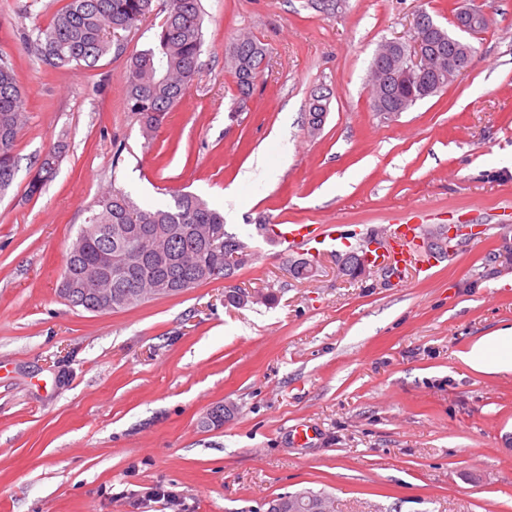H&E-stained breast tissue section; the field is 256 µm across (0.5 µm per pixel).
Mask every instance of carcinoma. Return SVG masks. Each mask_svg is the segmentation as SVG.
Masks as SVG:
<instances>
[{"label":"carcinoma","mask_w":512,"mask_h":512,"mask_svg":"<svg viewBox=\"0 0 512 512\" xmlns=\"http://www.w3.org/2000/svg\"><path fill=\"white\" fill-rule=\"evenodd\" d=\"M154 0H68L50 23L29 40L37 57L58 69L72 62L95 66L112 51L114 30H129L153 12ZM165 20L154 47L131 57L125 92L128 111L141 122L150 139L189 91L197 73L203 45L200 0H163ZM266 56L252 37L236 39L230 47L228 67L240 97L250 96ZM403 99L411 108L426 99L417 84L391 85V100ZM25 125L22 92L12 60L0 57V192L15 173L14 147ZM60 151L46 156L38 175L28 184V195L41 193L55 173ZM240 247L234 268L224 267V242ZM252 253L247 244L226 229L224 215L190 192L172 195V203L156 207L138 204L130 194L112 189L102 195L96 209L80 229L67 252L60 274L59 294L74 307L89 310L98 301L99 281L112 288V309L136 307V290H150L156 282L171 284L176 296L203 283L236 276ZM363 265L362 251L351 249L343 261V274L354 278ZM268 512H317L304 508L295 496H282Z\"/></svg>","instance_id":"obj_1"}]
</instances>
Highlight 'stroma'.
Here are the masks:
<instances>
[{
  "label": "stroma",
  "mask_w": 512,
  "mask_h": 512,
  "mask_svg": "<svg viewBox=\"0 0 512 512\" xmlns=\"http://www.w3.org/2000/svg\"><path fill=\"white\" fill-rule=\"evenodd\" d=\"M65 2L0 0V54L26 115L0 194V512H267L302 491L335 512H512V375L461 359L512 327V0H482L472 67L392 121L370 105L378 46L410 40L421 11L453 29L459 0H201L198 73L150 140L125 81L163 12L95 67L54 69L22 38ZM243 35L266 49L244 100L226 64ZM57 143L54 178L28 196ZM115 187L145 205L182 190L223 209L252 252L236 284L274 302L227 306L216 280L128 310L70 306L65 255ZM412 208L493 230L396 280L339 275V242L314 245L316 273L294 278L257 230L388 233ZM224 403L231 418L203 427ZM159 489L168 498L148 500Z\"/></svg>",
  "instance_id": "obj_1"
}]
</instances>
